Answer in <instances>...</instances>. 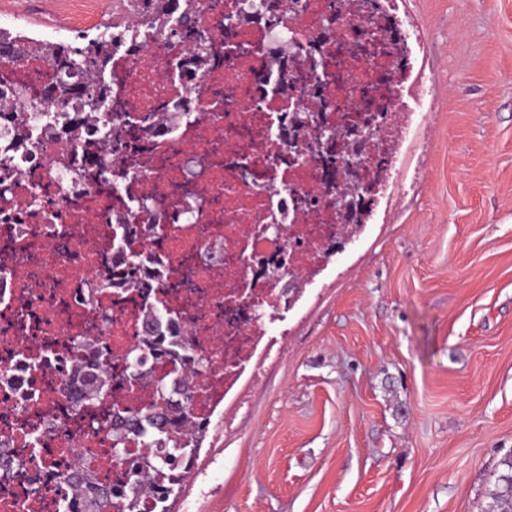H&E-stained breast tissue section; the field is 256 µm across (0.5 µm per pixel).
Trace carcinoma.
Segmentation results:
<instances>
[{"label":"carcinoma","instance_id":"obj_1","mask_svg":"<svg viewBox=\"0 0 512 512\" xmlns=\"http://www.w3.org/2000/svg\"><path fill=\"white\" fill-rule=\"evenodd\" d=\"M174 13L178 14L177 32L191 43L198 56L206 55L212 37L195 24V0L183 3L180 0H134L133 15L148 27L163 24ZM119 39L121 36L112 34L109 26L83 46L65 42L28 43L26 50L43 55L65 75L46 91L43 99L30 103L31 111H41V105L48 101L73 102L76 112L98 111V102L104 94L100 77L112 58V42ZM18 51L16 35L0 30V58L14 59ZM163 341L161 335L148 336L142 347L127 354V368L132 377L139 376L144 354L158 358L166 354ZM109 381L107 368L99 367L86 385V403H93ZM157 383L161 387L156 389L158 399L147 408L148 424L142 425L135 416L121 413L119 406L113 408L112 447L122 448L133 440L143 449L142 454L129 462L133 472L130 485H100L80 466L63 475V482L74 493H89L86 512H120L122 509L133 512L144 494L141 478L145 472L153 477L157 486V510L147 508L145 512H170L167 502L191 473L209 422L193 421V402L197 394L194 386L186 382L179 392L168 390L162 377ZM501 465L503 471L491 498L497 512H512V458L504 459Z\"/></svg>","mask_w":512,"mask_h":512}]
</instances>
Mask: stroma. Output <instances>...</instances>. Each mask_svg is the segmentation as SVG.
<instances>
[{"instance_id": "stroma-1", "label": "stroma", "mask_w": 512, "mask_h": 512, "mask_svg": "<svg viewBox=\"0 0 512 512\" xmlns=\"http://www.w3.org/2000/svg\"><path fill=\"white\" fill-rule=\"evenodd\" d=\"M426 112L213 415L171 512H492L512 457V0H399ZM29 32L47 0H0Z\"/></svg>"}]
</instances>
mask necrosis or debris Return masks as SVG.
Wrapping results in <instances>:
<instances>
[{
    "mask_svg": "<svg viewBox=\"0 0 512 512\" xmlns=\"http://www.w3.org/2000/svg\"><path fill=\"white\" fill-rule=\"evenodd\" d=\"M262 3L198 0L213 36L199 68L188 42L114 0L126 42L104 77L112 107L82 118L55 103L30 111L57 78L38 55L0 59V512H76L58 476L90 453L98 483L126 481L110 452L113 402L146 410L164 372L169 387L203 386L193 412L208 417L273 335L287 280L344 246L330 198L340 175L290 136L294 113L381 111L360 160L374 181L367 206L384 193L411 25L394 0L364 20L348 2L336 23L332 0H297L273 23ZM177 101L175 125L151 126ZM115 123L117 143L98 133ZM131 271L151 289H132ZM151 315L162 334L189 333L203 373L182 351L149 360L129 388L123 359ZM102 361L112 383L85 404Z\"/></svg>",
    "mask_w": 512,
    "mask_h": 512,
    "instance_id": "necrosis-or-debris-1",
    "label": "necrosis or debris"
}]
</instances>
